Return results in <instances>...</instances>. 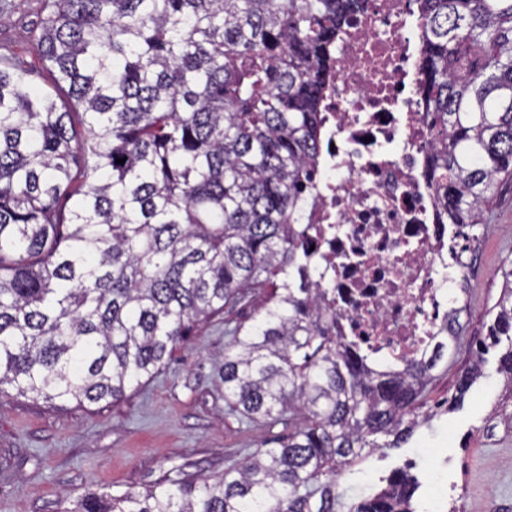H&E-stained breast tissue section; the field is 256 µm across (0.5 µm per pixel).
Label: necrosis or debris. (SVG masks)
Here are the masks:
<instances>
[{"mask_svg": "<svg viewBox=\"0 0 512 512\" xmlns=\"http://www.w3.org/2000/svg\"><path fill=\"white\" fill-rule=\"evenodd\" d=\"M419 0H354L330 52L302 220L312 281L342 349L394 363L447 342L472 285V227L432 176Z\"/></svg>", "mask_w": 512, "mask_h": 512, "instance_id": "1", "label": "necrosis or debris"}]
</instances>
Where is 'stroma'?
<instances>
[{
  "label": "stroma",
  "mask_w": 512,
  "mask_h": 512,
  "mask_svg": "<svg viewBox=\"0 0 512 512\" xmlns=\"http://www.w3.org/2000/svg\"><path fill=\"white\" fill-rule=\"evenodd\" d=\"M42 0H8L0 47L24 61L35 88L51 81L38 45ZM480 236L479 272L461 316L468 339L486 336L489 309L512 268V185L503 184ZM254 295L197 324L154 379L115 403L53 407L0 390V512H72L87 494L119 495L183 471L214 477L240 463L261 441L288 432L287 421L244 423L224 403L228 327L255 321ZM497 351L460 409L414 431L402 447L355 464L342 480L347 500L383 488L394 470L420 466L423 484L465 488L470 512H512V391L498 372ZM445 449L447 468L433 463Z\"/></svg>",
  "instance_id": "35a3bbf8"
}]
</instances>
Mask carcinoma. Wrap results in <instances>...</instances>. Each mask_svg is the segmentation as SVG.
<instances>
[{
  "mask_svg": "<svg viewBox=\"0 0 512 512\" xmlns=\"http://www.w3.org/2000/svg\"><path fill=\"white\" fill-rule=\"evenodd\" d=\"M350 2L44 0L51 90L0 56V387L117 402L194 325L263 294L260 317L226 331L224 401L249 422L288 416V435L219 477L179 473L70 512H341L346 469L412 436L449 350L373 365L339 348L305 287L297 214ZM419 2L439 199L448 223L481 224L512 180V0ZM503 277L450 411L491 349L512 388ZM416 490L395 473L348 512H406Z\"/></svg>",
  "mask_w": 512,
  "mask_h": 512,
  "instance_id": "carcinoma-1",
  "label": "carcinoma"
}]
</instances>
